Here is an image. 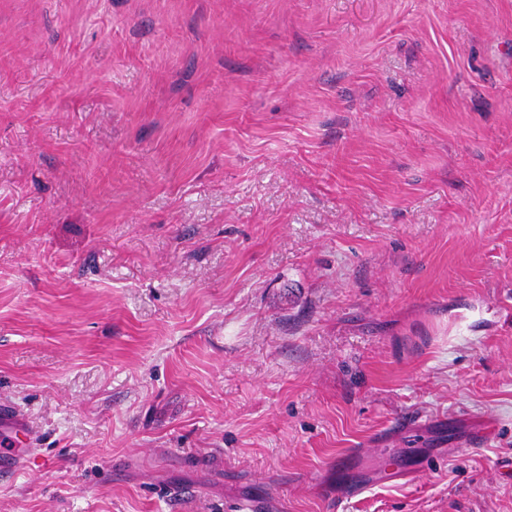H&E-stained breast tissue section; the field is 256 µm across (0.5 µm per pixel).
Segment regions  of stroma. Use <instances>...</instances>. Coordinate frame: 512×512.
Wrapping results in <instances>:
<instances>
[{
  "mask_svg": "<svg viewBox=\"0 0 512 512\" xmlns=\"http://www.w3.org/2000/svg\"><path fill=\"white\" fill-rule=\"evenodd\" d=\"M1 402L0 512H512V0H0ZM20 417L15 410L8 407L0 408V428H4L0 453V482L14 479L23 467V452L21 448H16L19 436L28 441V447L32 443V431Z\"/></svg>",
  "mask_w": 512,
  "mask_h": 512,
  "instance_id": "stroma-1",
  "label": "stroma"
}]
</instances>
